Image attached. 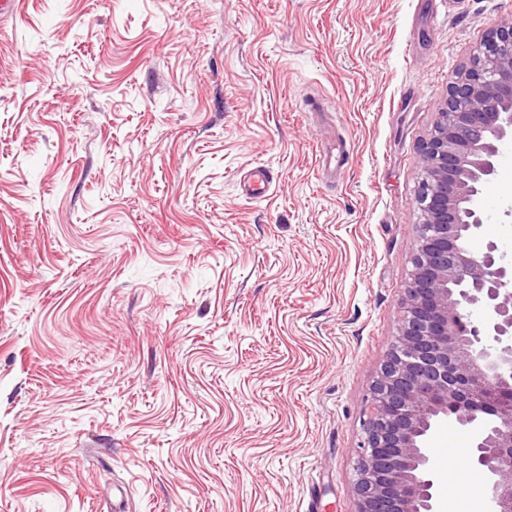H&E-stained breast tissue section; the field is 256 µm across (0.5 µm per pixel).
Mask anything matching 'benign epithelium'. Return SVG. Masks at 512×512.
Returning a JSON list of instances; mask_svg holds the SVG:
<instances>
[{
	"mask_svg": "<svg viewBox=\"0 0 512 512\" xmlns=\"http://www.w3.org/2000/svg\"><path fill=\"white\" fill-rule=\"evenodd\" d=\"M512 138V14L476 46L421 144L416 239L401 318L367 398L355 512H436L426 443L452 418L472 433L468 461L492 512H512V264L476 200ZM483 311L481 320L469 310Z\"/></svg>",
	"mask_w": 512,
	"mask_h": 512,
	"instance_id": "7a95c632",
	"label": "benign epithelium"
}]
</instances>
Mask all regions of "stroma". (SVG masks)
Returning a JSON list of instances; mask_svg holds the SVG:
<instances>
[{"label": "stroma", "mask_w": 512, "mask_h": 512, "mask_svg": "<svg viewBox=\"0 0 512 512\" xmlns=\"http://www.w3.org/2000/svg\"><path fill=\"white\" fill-rule=\"evenodd\" d=\"M512 0L0 15V512H354L420 143ZM263 167L268 195L241 177ZM482 192L512 262V141Z\"/></svg>", "instance_id": "obj_1"}]
</instances>
